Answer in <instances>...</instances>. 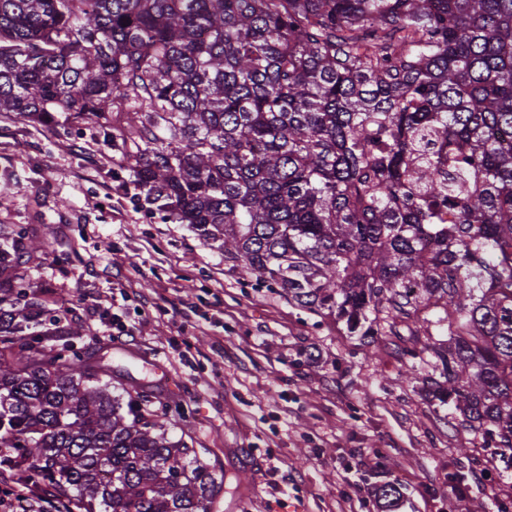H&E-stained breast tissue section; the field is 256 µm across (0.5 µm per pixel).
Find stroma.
Segmentation results:
<instances>
[{
  "instance_id": "35a3bbf8",
  "label": "stroma",
  "mask_w": 512,
  "mask_h": 512,
  "mask_svg": "<svg viewBox=\"0 0 512 512\" xmlns=\"http://www.w3.org/2000/svg\"><path fill=\"white\" fill-rule=\"evenodd\" d=\"M0 114V223L52 246L27 265L118 375L178 401L167 435L224 473L211 512H512V472L468 454L449 406L408 379L412 342L367 344L289 304L189 225L167 220L94 139Z\"/></svg>"
}]
</instances>
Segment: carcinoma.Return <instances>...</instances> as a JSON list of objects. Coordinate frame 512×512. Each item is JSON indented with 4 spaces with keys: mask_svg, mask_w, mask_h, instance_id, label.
<instances>
[{
    "mask_svg": "<svg viewBox=\"0 0 512 512\" xmlns=\"http://www.w3.org/2000/svg\"><path fill=\"white\" fill-rule=\"evenodd\" d=\"M1 112L96 116L224 261L350 336L407 331L512 468V0H0ZM45 248L0 224V470L63 512H210L224 473L170 403L112 396L27 281Z\"/></svg>",
    "mask_w": 512,
    "mask_h": 512,
    "instance_id": "carcinoma-1",
    "label": "carcinoma"
}]
</instances>
